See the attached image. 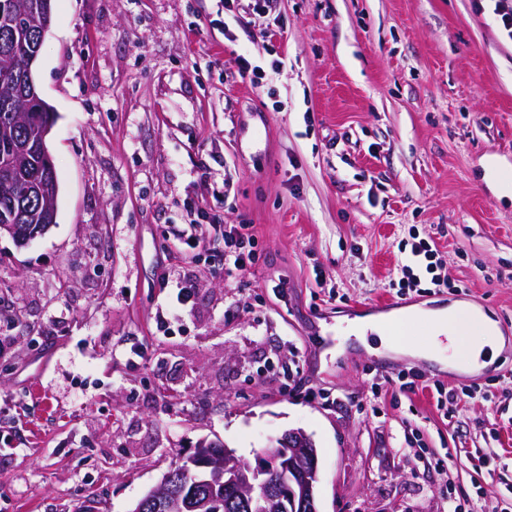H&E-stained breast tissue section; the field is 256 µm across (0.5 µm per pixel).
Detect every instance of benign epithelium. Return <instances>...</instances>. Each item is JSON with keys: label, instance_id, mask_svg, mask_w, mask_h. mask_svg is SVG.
Segmentation results:
<instances>
[{"label": "benign epithelium", "instance_id": "7a95c632", "mask_svg": "<svg viewBox=\"0 0 512 512\" xmlns=\"http://www.w3.org/2000/svg\"><path fill=\"white\" fill-rule=\"evenodd\" d=\"M196 466L205 470V483L249 492L252 512H268L276 501L290 504L300 512H318L316 486L319 461L313 441L300 430H290L265 449L256 465L224 452L220 461L205 449H198Z\"/></svg>", "mask_w": 512, "mask_h": 512}]
</instances>
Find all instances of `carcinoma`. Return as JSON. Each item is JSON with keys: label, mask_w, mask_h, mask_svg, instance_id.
<instances>
[{"label": "carcinoma", "mask_w": 512, "mask_h": 512, "mask_svg": "<svg viewBox=\"0 0 512 512\" xmlns=\"http://www.w3.org/2000/svg\"><path fill=\"white\" fill-rule=\"evenodd\" d=\"M54 0H0V224L13 228V237L27 239L56 223L59 185L42 191L30 177L52 167L50 156L38 149L42 133L55 121L44 99L24 101L21 79H35L34 65L53 21ZM172 494L185 500L194 494L222 500L221 512H245L242 502L222 489H212L193 474L182 475Z\"/></svg>", "instance_id": "1"}]
</instances>
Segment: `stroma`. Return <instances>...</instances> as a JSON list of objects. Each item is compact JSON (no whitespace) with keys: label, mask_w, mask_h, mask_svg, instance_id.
Here are the masks:
<instances>
[{"label":"stroma","mask_w":512,"mask_h":512,"mask_svg":"<svg viewBox=\"0 0 512 512\" xmlns=\"http://www.w3.org/2000/svg\"><path fill=\"white\" fill-rule=\"evenodd\" d=\"M35 80L59 212L0 233V512H132L200 444L253 462L292 429L319 512L512 489V38L490 0H56ZM200 206L254 225V270L225 274L212 231L181 251ZM415 235L442 292L398 288ZM388 299L418 346L443 307L495 323L480 395L398 390L431 359L350 329Z\"/></svg>","instance_id":"1"}]
</instances>
